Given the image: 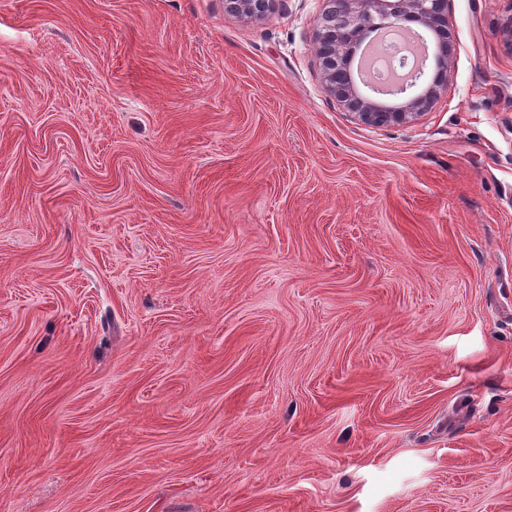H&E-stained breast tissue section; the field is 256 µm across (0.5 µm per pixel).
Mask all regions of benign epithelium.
<instances>
[{"mask_svg":"<svg viewBox=\"0 0 512 512\" xmlns=\"http://www.w3.org/2000/svg\"><path fill=\"white\" fill-rule=\"evenodd\" d=\"M274 2L276 0H225V6L233 15L259 18L271 10ZM447 4L448 0H325L316 33V54L326 91L368 125L406 124L417 120L432 108L440 89L447 85V40L437 46L435 75L431 82L397 107H384L361 94L346 71L355 50L364 42L365 34L375 26L396 28L405 22H415L443 35L448 34ZM424 75L420 66L386 90L366 80L363 84L377 93L405 94L418 87Z\"/></svg>","mask_w":512,"mask_h":512,"instance_id":"obj_1","label":"benign epithelium"}]
</instances>
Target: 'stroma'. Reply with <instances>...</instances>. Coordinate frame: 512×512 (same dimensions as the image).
Masks as SVG:
<instances>
[{
  "label": "stroma",
  "instance_id": "1",
  "mask_svg": "<svg viewBox=\"0 0 512 512\" xmlns=\"http://www.w3.org/2000/svg\"><path fill=\"white\" fill-rule=\"evenodd\" d=\"M323 0H0V512H512V0L371 126ZM276 0H226V10L233 15L250 17H263L270 10Z\"/></svg>",
  "mask_w": 512,
  "mask_h": 512
}]
</instances>
